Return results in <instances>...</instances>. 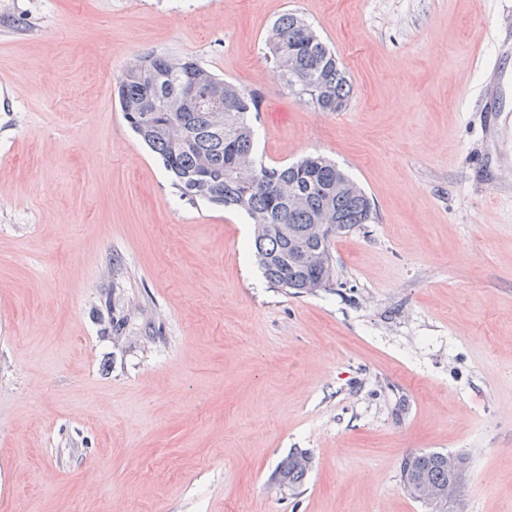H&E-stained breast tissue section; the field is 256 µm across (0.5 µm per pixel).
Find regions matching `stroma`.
Returning <instances> with one entry per match:
<instances>
[{"label": "stroma", "mask_w": 512, "mask_h": 512, "mask_svg": "<svg viewBox=\"0 0 512 512\" xmlns=\"http://www.w3.org/2000/svg\"><path fill=\"white\" fill-rule=\"evenodd\" d=\"M302 15L346 110L263 54ZM191 56L254 95L264 163L318 153L371 198L336 283L264 278L239 213L182 200L114 78ZM512 0H0V512H512ZM312 459L303 484L278 463ZM311 467V459L306 453H289L279 464L277 478L279 483L289 490L298 489ZM469 461L463 453H411L401 462L400 482L410 498L425 504L430 511L447 512L450 502L462 498Z\"/></svg>", "instance_id": "1"}]
</instances>
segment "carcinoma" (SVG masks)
Wrapping results in <instances>:
<instances>
[{
    "label": "carcinoma",
    "instance_id": "1",
    "mask_svg": "<svg viewBox=\"0 0 512 512\" xmlns=\"http://www.w3.org/2000/svg\"><path fill=\"white\" fill-rule=\"evenodd\" d=\"M265 47L284 87L300 100L320 112L346 109V70L303 18L281 15ZM116 88L128 126L161 159L181 198L238 210L254 224L250 248L273 287L301 296L333 284V241L374 211L335 162L320 154L286 165L258 160L254 96L191 56L144 53L116 77ZM301 247L325 262L301 260ZM469 461L463 453H410L401 462L400 482L431 512H448L466 487ZM310 467L305 453L288 454L279 464V483L298 489Z\"/></svg>",
    "mask_w": 512,
    "mask_h": 512
}]
</instances>
